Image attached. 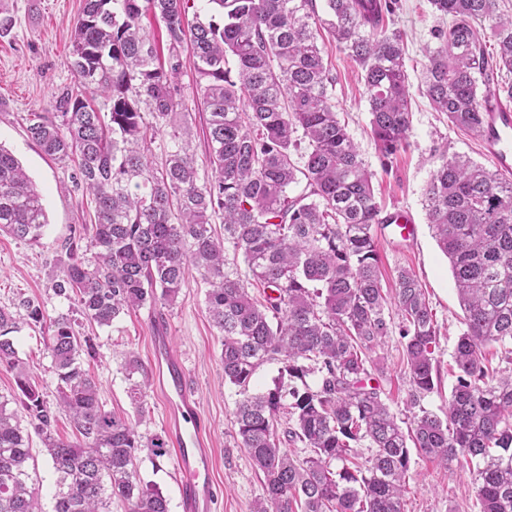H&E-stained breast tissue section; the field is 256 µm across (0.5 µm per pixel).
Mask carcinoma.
Listing matches in <instances>:
<instances>
[{"instance_id": "1", "label": "carcinoma", "mask_w": 512, "mask_h": 512, "mask_svg": "<svg viewBox=\"0 0 512 512\" xmlns=\"http://www.w3.org/2000/svg\"><path fill=\"white\" fill-rule=\"evenodd\" d=\"M193 2L83 0L67 61L74 83L55 111L31 113L28 136L48 157L73 164L95 220L71 238L52 283L54 297L79 314H59L44 338L54 403L16 349L20 326L44 320L41 307L24 297L0 307V367L14 372L17 387V408L0 401V512H41L29 471L33 434L56 477L53 512H112L114 498L128 512H170L162 491L136 472L139 453L157 468L170 454L167 436L140 432L148 370L125 358L136 418L106 409L86 368L96 343L76 326L81 318L109 328L147 304L176 302L190 267L207 285L206 307L223 337L238 445L263 474L253 512H404L413 450L445 465L463 459L476 471L481 512H512V373L497 375L488 359L493 345L512 355V180L454 155L441 159L424 193L464 313L443 421L421 406L434 391V315L410 271H398L393 298L382 288L374 227L388 218L375 173L336 112V75L319 44L328 33L361 69L371 134L388 170L412 118L398 0H326L322 13L315 0H208L218 16L206 22L189 17ZM429 2L450 21L427 50L426 95L451 125L478 137L489 97L512 100V14L498 0ZM147 14L162 25L165 47L142 26ZM484 21L494 52L477 29ZM187 42L193 92L209 111L211 175L203 179L190 128L177 120ZM163 126L177 144L157 169L149 151ZM298 133L307 142L301 166L293 160ZM216 210L222 238L209 224ZM46 224L41 191L0 145V235L37 243ZM228 246L245 269L229 266ZM395 332L411 385L407 405L419 409L406 429L372 384L370 353ZM270 362L284 364L288 383L252 389ZM59 413L75 439L56 434ZM284 439L309 456L293 458ZM361 441L374 449L365 464L353 447Z\"/></svg>"}]
</instances>
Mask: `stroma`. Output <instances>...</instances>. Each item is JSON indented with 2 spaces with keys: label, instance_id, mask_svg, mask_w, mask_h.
Returning a JSON list of instances; mask_svg holds the SVG:
<instances>
[{
  "label": "stroma",
  "instance_id": "1",
  "mask_svg": "<svg viewBox=\"0 0 512 512\" xmlns=\"http://www.w3.org/2000/svg\"><path fill=\"white\" fill-rule=\"evenodd\" d=\"M82 4L83 0H0V14L12 19L10 29L0 31V144L12 151L42 190L48 217L39 244L0 235V307L26 297L40 305L48 320L68 310L54 297L51 282L65 259L66 242L80 225L89 222L93 205L88 193L74 187L71 167L46 157L29 139L26 127L30 113L53 111L58 93L74 82L67 58ZM396 20L406 38L412 123L408 144L397 153L389 170H382L370 135L360 70L332 47L328 54L336 73L333 100L363 159L375 173V195L383 210L399 208L413 220L415 234L410 242L397 241L386 233L378 236L381 283L385 291H393L398 270L405 268L416 275L425 290L439 336L434 353L438 388L423 405L443 417L448 413V397L455 382L449 373L453 353L465 326L448 259L439 250L428 223L424 192L440 157L464 155L480 163L485 157L478 138L452 126L426 96L422 83L424 51L435 46L432 31L438 23L429 0H399ZM194 83L192 64H184L179 88L192 131L191 150L199 171L204 172L209 168L208 113L193 92ZM205 291L199 274L191 269L175 304L132 311L106 330L95 332L85 325L81 331L97 335L98 355L90 370L102 402L108 410L131 416L135 406L122 369L124 358L131 353L146 367H153V336L159 324L167 325L169 346L184 359L196 386L199 411L210 426L214 512H251L262 492L263 476L246 451L235 444V388L224 379L222 337L209 319ZM16 338L19 358L45 397L54 399L57 381L39 328L24 327ZM373 359L384 371L378 383L391 410L398 418H407L410 382L400 337L387 338ZM137 468L144 481L155 484L168 498L171 512H181L180 481L172 463L164 462L157 469L142 454ZM404 510L480 512L475 472L465 464L445 466L412 456Z\"/></svg>",
  "mask_w": 512,
  "mask_h": 512
}]
</instances>
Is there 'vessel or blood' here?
Masks as SVG:
<instances>
[{
    "mask_svg": "<svg viewBox=\"0 0 512 512\" xmlns=\"http://www.w3.org/2000/svg\"><path fill=\"white\" fill-rule=\"evenodd\" d=\"M484 112L481 136L484 156L499 173L511 176L512 106L492 100ZM153 350L174 447L173 465L182 476V510L212 512L215 484L212 451L207 443L209 425L197 408L189 386V372L169 351L165 334L154 336Z\"/></svg>",
    "mask_w": 512,
    "mask_h": 512,
    "instance_id": "b4317fda",
    "label": "vessel or blood"
}]
</instances>
